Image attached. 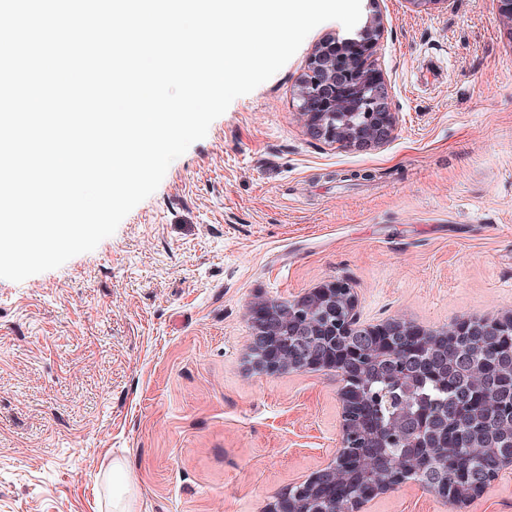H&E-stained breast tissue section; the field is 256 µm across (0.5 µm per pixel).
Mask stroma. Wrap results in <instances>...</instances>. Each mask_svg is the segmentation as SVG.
Here are the masks:
<instances>
[{"label": "stroma", "mask_w": 512, "mask_h": 512, "mask_svg": "<svg viewBox=\"0 0 512 512\" xmlns=\"http://www.w3.org/2000/svg\"><path fill=\"white\" fill-rule=\"evenodd\" d=\"M361 4L390 141L308 134L298 81L348 35L324 22L93 251L0 278V512H111L116 460L135 512H267L333 464L336 374L259 373L255 300L336 279L365 325L512 311V25L498 0ZM364 512H512V467L461 506L409 480Z\"/></svg>", "instance_id": "obj_1"}]
</instances>
